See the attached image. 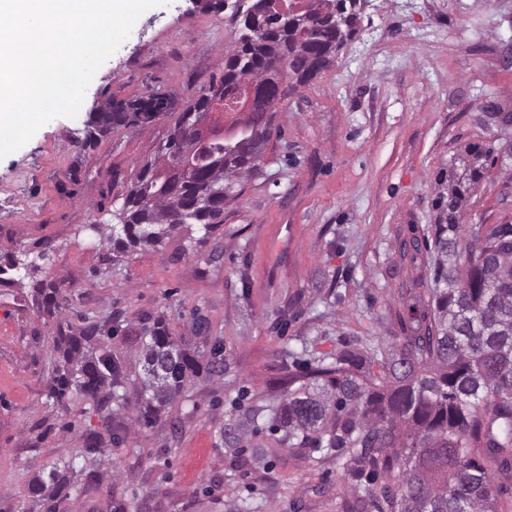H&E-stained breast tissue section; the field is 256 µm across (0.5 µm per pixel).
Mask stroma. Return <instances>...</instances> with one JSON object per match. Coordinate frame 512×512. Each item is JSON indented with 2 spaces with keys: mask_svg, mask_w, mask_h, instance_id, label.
Here are the masks:
<instances>
[{
  "mask_svg": "<svg viewBox=\"0 0 512 512\" xmlns=\"http://www.w3.org/2000/svg\"><path fill=\"white\" fill-rule=\"evenodd\" d=\"M369 0L354 39L333 63L281 101L280 128L259 173L242 182L208 238L175 232L166 244L113 262L112 226L143 163L163 147L170 119L100 133L94 112L107 99L161 94L181 110L224 73L237 37L235 0H168L137 20L127 43L100 67L76 117L43 125L0 160V512H39L27 497L42 467H64L82 431L105 428L95 412L46 403L44 370L53 325L36 312L33 286L61 289L63 319L201 309L227 337L241 378L279 394L272 325L292 304L288 327L314 357L341 339L388 345L401 290L425 272L404 253L433 221L440 170L469 142L512 138L491 107L512 113V0ZM467 218L512 224V166L489 165ZM225 407L199 382L182 404L185 425L168 464L153 454L157 432L141 430L139 459L112 460L124 484L160 493L168 512L186 503L254 493L270 512H336L342 471L274 449L269 471L224 474L214 425Z\"/></svg>",
  "mask_w": 512,
  "mask_h": 512,
  "instance_id": "35a3bbf8",
  "label": "stroma"
}]
</instances>
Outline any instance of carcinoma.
Listing matches in <instances>:
<instances>
[{
	"mask_svg": "<svg viewBox=\"0 0 512 512\" xmlns=\"http://www.w3.org/2000/svg\"><path fill=\"white\" fill-rule=\"evenodd\" d=\"M269 0L250 8L264 20L255 33L242 17L241 30L224 55V75L210 82L174 118L168 138L191 135L188 117L208 107L214 89L224 107L237 103L239 89L251 85L260 106L250 111L240 136L192 145L187 173H175L169 145L146 162L124 197L120 223L112 225V257L156 247L175 230L196 224L212 233L236 187L256 175L273 136V117L292 88L316 78L353 38L361 0H308L282 11ZM168 114L152 95L132 102L107 101L95 118L103 132ZM506 161L512 151L469 144L436 182L434 223L413 240L424 253V284L402 289L396 311L400 335L389 347L345 340L331 360L312 361L307 341L278 352L285 388L278 400L249 394L238 381L231 347L212 335L210 319L191 313L195 345L176 335L165 315L144 312L134 320L115 311L85 319L78 330L63 325L60 288H34L40 316L55 323L48 363L47 402L67 398L107 414L108 437L81 435L76 456L82 467L51 468L35 474L28 496L43 512H73L94 482L107 449L137 457L133 442L141 427L161 432L160 460L172 454L171 440L182 430L167 417L199 378L223 385L224 423L216 446L227 453L230 472L243 467L268 470L266 448L299 449L315 463L343 469L345 497L340 512H512L499 498L498 480L512 475V224H465L463 216L484 178L490 156ZM124 336H119V333ZM121 337V344L112 339ZM144 377L131 374V357ZM381 362L383 373L369 366ZM138 414L120 422L131 402ZM112 512H162V503L140 499L112 482ZM222 512H267V499L235 497Z\"/></svg>",
	"mask_w": 512,
	"mask_h": 512,
	"instance_id": "1",
	"label": "carcinoma"
}]
</instances>
